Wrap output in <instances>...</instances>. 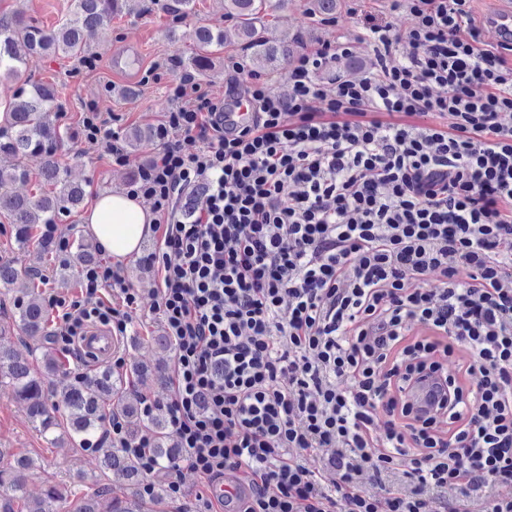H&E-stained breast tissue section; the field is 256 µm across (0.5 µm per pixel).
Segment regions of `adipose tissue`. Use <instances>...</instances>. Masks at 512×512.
Instances as JSON below:
<instances>
[{"instance_id":"obj_1","label":"adipose tissue","mask_w":512,"mask_h":512,"mask_svg":"<svg viewBox=\"0 0 512 512\" xmlns=\"http://www.w3.org/2000/svg\"><path fill=\"white\" fill-rule=\"evenodd\" d=\"M87 222L100 247L119 260L138 253L151 230L143 206L123 193H101Z\"/></svg>"}]
</instances>
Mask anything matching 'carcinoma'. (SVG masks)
<instances>
[{
  "label": "carcinoma",
  "mask_w": 512,
  "mask_h": 512,
  "mask_svg": "<svg viewBox=\"0 0 512 512\" xmlns=\"http://www.w3.org/2000/svg\"><path fill=\"white\" fill-rule=\"evenodd\" d=\"M127 0H73V8L53 29L30 24L10 12H0V76L17 78L25 54H42L82 59L87 54L86 31L111 21L122 12ZM196 0H162L160 9L175 19L193 12ZM288 4V0H224L225 16L235 22L249 54L243 66L257 74L266 68L272 73L285 72L295 49L286 44H273L263 37L262 26L266 17ZM341 0H309L310 14L327 22L336 19ZM198 52L179 60L180 66L202 71L208 62V53L224 46V31L199 27L192 35ZM6 110L4 126L0 127V184L6 181L27 182L31 177L28 161L42 159L38 177L50 192L32 196L0 195V215L13 224L15 243L23 250L34 245L43 255L52 252L41 238L45 224L55 223L60 214H70L80 208L86 198V189L70 180L68 167L57 158V152L67 131L52 126L45 114L58 108V86L51 82H30L17 88ZM155 131L149 126L127 129L124 139L131 150L151 141ZM75 262L87 267L97 262L96 250L78 242L73 254ZM27 301L17 311V326L28 338L44 347L50 338L49 314L41 294L31 289ZM13 388L15 395L29 402L28 410L35 427L46 435L60 428L56 412H62L66 429L49 439L52 445L74 444L99 455L102 467L120 480L126 493L111 501L108 512H146L141 485L144 471L140 462L122 448L105 440L103 427L105 407L120 392L112 370L107 368L93 380H75L62 387L59 400L50 409L43 399L44 385L37 376L29 358L0 349V385ZM153 440L150 454L160 468L175 465L183 456L168 431L167 420L160 414L150 416ZM30 464L18 461L0 467V512H21L20 503L26 501V473ZM110 491L109 486L87 488V493L75 512H100L99 498Z\"/></svg>",
  "instance_id": "carcinoma-1"
}]
</instances>
